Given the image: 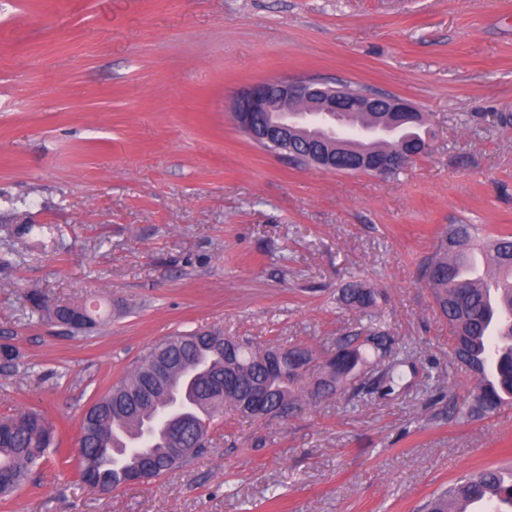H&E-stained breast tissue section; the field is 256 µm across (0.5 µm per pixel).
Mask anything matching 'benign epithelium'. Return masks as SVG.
Returning a JSON list of instances; mask_svg holds the SVG:
<instances>
[{"label":"benign epithelium","mask_w":512,"mask_h":512,"mask_svg":"<svg viewBox=\"0 0 512 512\" xmlns=\"http://www.w3.org/2000/svg\"><path fill=\"white\" fill-rule=\"evenodd\" d=\"M256 112L267 114L266 122L259 128L250 123ZM348 112H379L381 118L362 128L358 139L369 143L379 132L410 122L418 115V109L409 101L385 93L363 89L356 94L343 85H331L325 81L293 77L254 83L243 89L234 103V119L238 128L256 142L270 147L272 152L294 158L290 153V134L321 132L318 139L340 140L355 146L345 134ZM348 172L367 173L377 176L388 174V161H379L366 154L351 160ZM181 415V403L171 395L149 421L148 426L127 447L119 450L116 460L123 462L142 454L143 447L154 441L157 434L166 431L173 435Z\"/></svg>","instance_id":"obj_1"}]
</instances>
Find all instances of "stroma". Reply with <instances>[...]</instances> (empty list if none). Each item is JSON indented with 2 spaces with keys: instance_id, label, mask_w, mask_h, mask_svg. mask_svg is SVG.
<instances>
[{
  "instance_id": "stroma-1",
  "label": "stroma",
  "mask_w": 512,
  "mask_h": 512,
  "mask_svg": "<svg viewBox=\"0 0 512 512\" xmlns=\"http://www.w3.org/2000/svg\"><path fill=\"white\" fill-rule=\"evenodd\" d=\"M288 76L397 95L429 150L378 178L298 167L255 146L234 92ZM512 0H0V418L56 428L0 512H421L467 471L512 464V405L458 421L447 320L418 266L446 224L512 230ZM382 291L419 371L288 420L219 418L190 463L99 495L78 473L88 408L156 341L216 329L313 349L353 314L349 276ZM99 307L80 335L28 300ZM449 371L450 397L423 372Z\"/></svg>"
}]
</instances>
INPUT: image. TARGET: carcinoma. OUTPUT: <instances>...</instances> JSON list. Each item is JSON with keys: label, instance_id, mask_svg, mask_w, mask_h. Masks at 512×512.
<instances>
[{"label": "carcinoma", "instance_id": "1", "mask_svg": "<svg viewBox=\"0 0 512 512\" xmlns=\"http://www.w3.org/2000/svg\"><path fill=\"white\" fill-rule=\"evenodd\" d=\"M429 134L427 119L419 118L399 129L394 152H419L429 145ZM479 236L485 241L484 255L494 277H512V233L488 234L477 224L444 226L420 265L421 281L453 329L449 367L474 377L467 397L454 408L460 417L489 416L497 412L504 398H512V285L493 290L488 281H471L463 273ZM338 301L355 313L351 334L325 350L317 375L303 396L298 394V385L318 360L316 351L308 346H289L273 365L265 367L257 357L274 348L238 336L225 351L210 344L220 337L218 330L175 334L153 344L91 408L89 416L96 417V431L79 441L80 478L112 491L129 482L131 473L146 460L152 464L154 478L188 462L186 456L177 463L169 461L166 448L157 441L144 448L141 458L128 468L113 466V449L135 435L164 399V388L152 378V365L160 352L171 363L170 386L181 387L187 368L198 372L188 396L193 404L208 410L209 418L204 421L189 411L185 425L190 442L199 433L210 442L209 434L225 408L245 418L265 419L283 403L300 410L341 394L357 397L368 381L381 396L394 394L402 388L408 350L392 335L379 309L378 292L355 279L340 289ZM258 390L263 391L262 410L248 413L242 404ZM54 443V428L38 411L24 410L0 421L1 499H8L29 480ZM486 500L496 501L498 512H512V469L484 467L465 474L433 496L425 510L473 512L474 502Z\"/></svg>", "mask_w": 512, "mask_h": 512}]
</instances>
